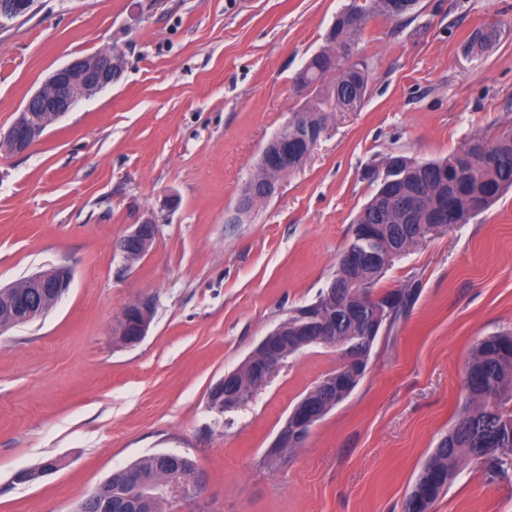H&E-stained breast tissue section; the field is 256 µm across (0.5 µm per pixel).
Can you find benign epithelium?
<instances>
[{
	"label": "benign epithelium",
	"mask_w": 512,
	"mask_h": 512,
	"mask_svg": "<svg viewBox=\"0 0 512 512\" xmlns=\"http://www.w3.org/2000/svg\"><path fill=\"white\" fill-rule=\"evenodd\" d=\"M343 56L345 67L351 68L360 63L361 56L352 53L348 43L331 42L326 50V65L336 67L338 56ZM124 68V56L118 51L109 50L101 55L76 57L67 64L55 69L43 86L26 101L17 119L7 130H0V147L10 153L27 151L38 141L46 127L65 116L81 99L90 97L111 86L118 80ZM293 128L305 129L300 146L295 156H288L284 148L287 140L283 134L273 136L262 150L260 160L270 164L269 158L277 160V167L288 173L299 167L309 155L312 147L320 140L326 129L309 123L307 114L300 111L293 115ZM369 175L386 186H401L406 183L408 172L401 164L386 162L369 170ZM278 187V181L246 182L237 203L238 214L245 213L260 200L272 197ZM158 234V220L147 216L132 225V230L117 243V249L130 264L145 257L153 247ZM70 273L66 270H49L24 278L11 286L3 288L8 294H16L18 288H41L51 291L52 303H57L67 291L70 284ZM20 307L16 312V320L10 325H21L28 322V316L40 313L42 306L36 301L19 297ZM154 317V303L150 298H143L127 305L117 322L116 333L126 345L140 343L147 335ZM300 336L296 337L299 344L288 341V327L277 326L269 332L255 350L248 356L244 366L227 372L211 388L208 404L217 412L234 409L244 402L238 394L229 390L240 383L241 374L252 370L259 377V385H264L283 366L288 349H296L298 345L309 346L322 344L336 346L335 329L330 320L323 315L306 318L299 327ZM361 360L359 346L354 341H347L341 346L339 366L342 368L353 365ZM322 392V400L312 403L308 397H302L292 408L285 423L278 431L270 445L272 449L298 448L307 438L311 427L328 411L336 406V374L325 375L318 383ZM128 489L149 490L148 499L157 504L173 495L184 491L188 496L198 493L200 484L196 468L190 467L183 471V479L175 488L161 479H149L135 465L130 464L112 474Z\"/></svg>",
	"instance_id": "1"
}]
</instances>
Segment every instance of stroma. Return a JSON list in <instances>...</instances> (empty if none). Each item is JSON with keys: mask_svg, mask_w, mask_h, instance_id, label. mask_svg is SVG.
<instances>
[{"mask_svg": "<svg viewBox=\"0 0 512 512\" xmlns=\"http://www.w3.org/2000/svg\"><path fill=\"white\" fill-rule=\"evenodd\" d=\"M351 0H35L0 22V127L71 59L118 48L111 87L80 100L28 151H0V287L65 268L44 316L0 331V512H76L113 472L170 452L193 460L198 495L166 512H403L463 401L482 338L512 331V190L396 258L377 291L413 285L398 329L302 447L266 450L339 358L306 347L239 408L210 387L336 274L376 191L366 165L437 159L512 123V0H419L370 18L369 84L338 112L275 195L237 217L266 142L307 107L294 90ZM496 37L470 50L474 31ZM176 198L167 206V198ZM156 216L151 253L115 245ZM155 303L138 345L114 329ZM54 459L57 470L17 475ZM431 512H512V482L466 465ZM128 317L136 320V330L130 335L127 332L126 322ZM154 317V303L150 298H143L127 305L117 322L116 333L121 341L126 345H135L140 343L147 335L150 324Z\"/></svg>", "mask_w": 512, "mask_h": 512, "instance_id": "35a3bbf8", "label": "stroma"}]
</instances>
